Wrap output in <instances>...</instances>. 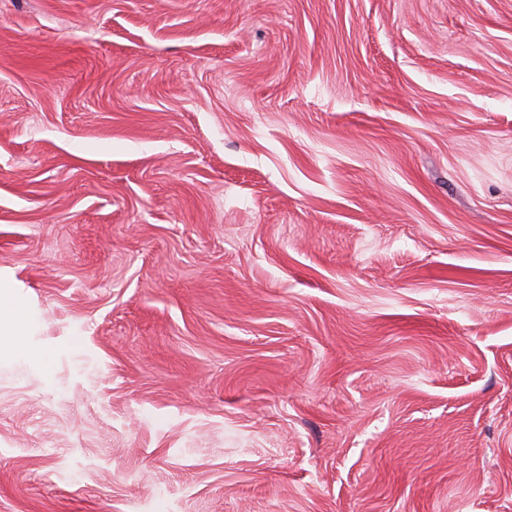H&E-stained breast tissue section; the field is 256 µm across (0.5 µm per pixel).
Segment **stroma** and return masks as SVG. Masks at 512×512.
Instances as JSON below:
<instances>
[{
  "instance_id": "obj_1",
  "label": "stroma",
  "mask_w": 512,
  "mask_h": 512,
  "mask_svg": "<svg viewBox=\"0 0 512 512\" xmlns=\"http://www.w3.org/2000/svg\"><path fill=\"white\" fill-rule=\"evenodd\" d=\"M0 512H512V0H0ZM7 284L0 283V350L13 347L20 327L16 320Z\"/></svg>"
}]
</instances>
